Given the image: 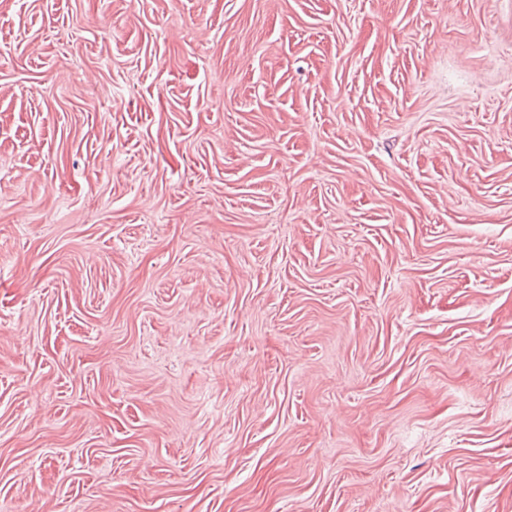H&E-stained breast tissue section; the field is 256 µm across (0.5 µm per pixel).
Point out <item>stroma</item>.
Returning a JSON list of instances; mask_svg holds the SVG:
<instances>
[{"mask_svg":"<svg viewBox=\"0 0 512 512\" xmlns=\"http://www.w3.org/2000/svg\"><path fill=\"white\" fill-rule=\"evenodd\" d=\"M0 504L512 512V0H0Z\"/></svg>","mask_w":512,"mask_h":512,"instance_id":"obj_1","label":"stroma"}]
</instances>
